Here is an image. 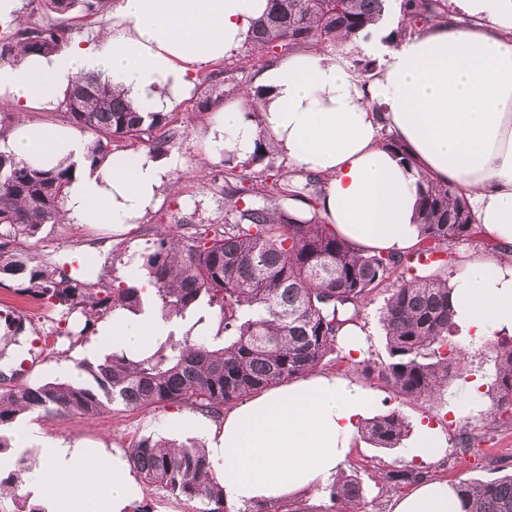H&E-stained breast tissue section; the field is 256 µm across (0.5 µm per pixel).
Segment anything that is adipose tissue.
I'll return each instance as SVG.
<instances>
[{
	"label": "adipose tissue",
	"mask_w": 512,
	"mask_h": 512,
	"mask_svg": "<svg viewBox=\"0 0 512 512\" xmlns=\"http://www.w3.org/2000/svg\"><path fill=\"white\" fill-rule=\"evenodd\" d=\"M448 18L390 39L386 27L335 53L311 49L263 68L252 92L216 107L207 143L244 157L268 136L293 169L323 179L318 213L360 249L402 253L419 239L417 184L381 134L389 132L434 180L467 198L477 224L512 249V0H449ZM267 0H116L96 40L0 65V96L16 110L52 109L78 78L98 75L147 112H168L193 88L196 66L247 42ZM469 26L455 23L457 15ZM376 58L362 75L353 59ZM256 116H249V109ZM89 136L70 126L20 120L0 150L49 169L78 166L64 209L74 224L128 229L159 203L179 155L117 152L85 167ZM454 320L474 339L512 335V264L476 260L452 283ZM168 324L114 314L106 335L141 350ZM374 399L312 374L243 401L214 426L207 449L224 497L236 504L283 498L327 484ZM35 444L33 490L48 512H124L139 495L123 457L69 446L18 428ZM394 512H462L447 482L419 486Z\"/></svg>",
	"instance_id": "obj_1"
}]
</instances>
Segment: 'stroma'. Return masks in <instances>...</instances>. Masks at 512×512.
I'll use <instances>...</instances> for the list:
<instances>
[{
	"instance_id": "35a3bbf8",
	"label": "stroma",
	"mask_w": 512,
	"mask_h": 512,
	"mask_svg": "<svg viewBox=\"0 0 512 512\" xmlns=\"http://www.w3.org/2000/svg\"><path fill=\"white\" fill-rule=\"evenodd\" d=\"M197 96L189 94L172 111L175 126L183 130V137L171 144L170 153L179 155L183 167L177 170L175 190L164 193L162 203L148 212L135 228L126 233L113 231L108 224H72L69 222L47 226L43 239L35 250L48 262H62L82 257L101 259L115 254L113 276L126 278L131 271L130 260L136 257L151 238L156 225L177 228L183 221L207 224L219 218L224 209V197L216 191L211 178L222 169L224 154L220 149L206 151L205 139L211 115L197 111ZM452 251L454 262L448 267L449 276L459 275L466 264L475 258L503 259L498 243L483 229L456 243ZM383 293H376L364 308L358 324L365 333L362 360L372 362L385 357L384 340L379 323ZM26 316V330L18 343H0V389L21 383H37L49 378L77 379V368L82 361L95 362L112 350L111 337L93 333L67 353L59 355L51 350L30 354L35 337L49 335L61 318L60 312L42 307L34 301L16 295L9 288L0 287V312L11 310ZM463 350L456 375L448 383L450 395H458L461 382L475 379L487 382L494 370V354L486 342H471L459 337ZM320 373L337 376L370 391L379 401L381 411L400 410L411 425L412 432L421 427L433 429L442 447L426 458H407L403 448H377L364 439H357L348 458L341 464L345 474H356L364 488L361 503L363 512H393L397 502L410 492L409 487L393 488L382 480V473L403 465L426 471L429 480H445L450 484L467 480L488 481L512 472V425L506 421H492L485 415L491 401L485 394H477L476 403L450 411L446 402L431 405L416 401H402L375 379L365 378L353 366L327 357L319 367ZM183 414L174 408L127 410L121 407L93 419L72 415L29 417L41 435L85 448H103L112 453H124L129 444L143 436L165 437L180 442L195 440L193 431L181 424ZM476 436L474 447L461 445L462 436Z\"/></svg>"
}]
</instances>
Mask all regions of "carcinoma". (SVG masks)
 Returning a JSON list of instances; mask_svg holds the SVG:
<instances>
[{"mask_svg":"<svg viewBox=\"0 0 512 512\" xmlns=\"http://www.w3.org/2000/svg\"><path fill=\"white\" fill-rule=\"evenodd\" d=\"M55 18L42 25L18 22L0 36V62L22 53L49 54L71 41V13L103 12L105 0H41ZM256 23L245 57L266 63L312 45L336 46L374 25L388 0H271ZM403 20L396 33L412 34L428 22L448 18V0H401ZM225 70L205 76L196 108L206 112L239 91L224 88ZM71 124L92 135L88 159L96 162L144 142L163 154L182 132L168 113L139 112L112 85L97 76L78 80L58 103ZM275 154L268 139L239 160L224 152V215L184 234L161 225L139 254L136 266L153 287L144 299L138 278L108 282L96 265L78 268L43 260L21 247L39 241L49 224L65 220L66 190L72 166L41 170L0 151V286L17 281L16 291L70 320L56 327V344L73 347L95 325L117 311L137 315L150 305L166 322L186 317L192 324L173 330L145 352L112 345L102 360L83 361L84 378L56 377L17 384L0 391V454L12 448L9 429L29 414L95 417L118 406L127 410L185 408L215 422L248 397L300 378L336 352L337 333L355 324L361 309L379 290L387 292L379 322L386 359L374 365L355 362L407 400L442 398L461 348L454 340L448 262L430 259L470 237L475 219L458 191L418 172L417 218L421 231L415 248L394 255L354 247L319 217L314 180L289 183L270 166L256 179L246 170ZM489 384L494 401L487 416L512 413V338L496 342ZM410 425L397 410L364 422L363 433L378 448H396ZM130 468L148 487L202 505L199 512H282L280 501L230 510L224 487L216 481L209 453L196 442L175 443L141 437L126 450ZM19 457L0 473V494L25 481ZM425 479L411 468L385 474L391 485ZM329 499L341 508L363 497L355 476L328 485ZM465 512H512V475L454 487Z\"/></svg>","mask_w":512,"mask_h":512,"instance_id":"obj_1","label":"carcinoma"}]
</instances>
